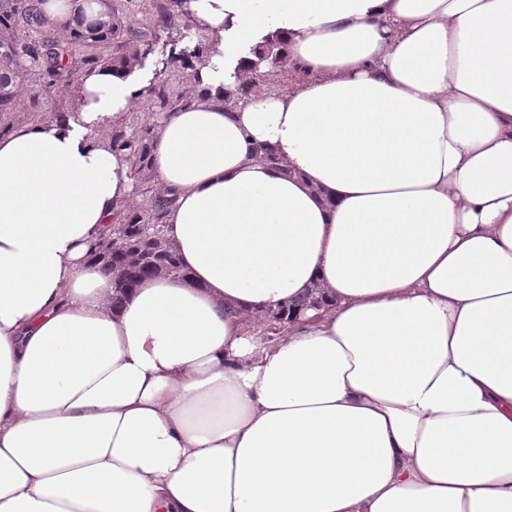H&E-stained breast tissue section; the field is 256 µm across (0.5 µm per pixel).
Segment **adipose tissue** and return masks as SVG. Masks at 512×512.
<instances>
[{
    "label": "adipose tissue",
    "instance_id": "1",
    "mask_svg": "<svg viewBox=\"0 0 512 512\" xmlns=\"http://www.w3.org/2000/svg\"><path fill=\"white\" fill-rule=\"evenodd\" d=\"M190 7L150 167L191 282L116 306L90 258L139 73L0 135V512H512V0ZM273 35L300 80L224 109Z\"/></svg>",
    "mask_w": 512,
    "mask_h": 512
}]
</instances>
